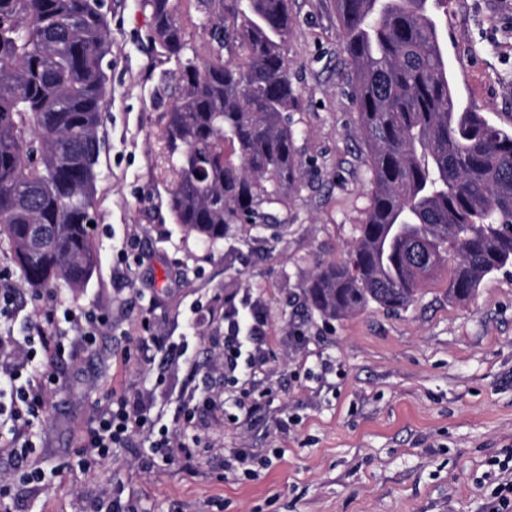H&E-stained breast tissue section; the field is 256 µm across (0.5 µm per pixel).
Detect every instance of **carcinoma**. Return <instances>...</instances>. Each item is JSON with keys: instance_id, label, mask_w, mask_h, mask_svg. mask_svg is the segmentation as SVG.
<instances>
[{"instance_id": "cac0c4a2", "label": "carcinoma", "mask_w": 512, "mask_h": 512, "mask_svg": "<svg viewBox=\"0 0 512 512\" xmlns=\"http://www.w3.org/2000/svg\"><path fill=\"white\" fill-rule=\"evenodd\" d=\"M209 55L185 39L171 0H143L152 38L179 61L162 130L168 208L207 243L228 224L268 222L298 192L289 0H198ZM448 0H336L352 69L370 205L347 260L305 294L329 320L410 307L449 267L464 302L512 264V133L462 109L448 74ZM112 54L97 0H0V235L36 291L82 288L96 266L101 112Z\"/></svg>"}]
</instances>
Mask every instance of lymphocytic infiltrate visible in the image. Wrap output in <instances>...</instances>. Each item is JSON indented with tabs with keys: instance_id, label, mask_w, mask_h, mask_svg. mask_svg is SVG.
Segmentation results:
<instances>
[{
	"instance_id": "lymphocytic-infiltrate-1",
	"label": "lymphocytic infiltrate",
	"mask_w": 512,
	"mask_h": 512,
	"mask_svg": "<svg viewBox=\"0 0 512 512\" xmlns=\"http://www.w3.org/2000/svg\"><path fill=\"white\" fill-rule=\"evenodd\" d=\"M20 312L14 282L9 274L0 272V448L17 461L11 477L0 481V512H19L14 502L16 485L39 487L46 482L45 470L32 464L31 459L45 424L47 395L59 384L50 366L72 357L76 343H93L103 321L96 312L59 302L37 313L34 320L28 321L26 333L18 337L13 325ZM258 317L257 311L245 314L236 307L225 312L227 334L224 355L218 363L226 377L251 376L264 363L259 327L251 329V351H243L240 336L246 319ZM136 431L153 436L149 448L141 455L145 468H155L176 456L187 463L195 457V438L165 426L156 427L146 414L130 405L125 395L116 394L90 424L69 459V466L90 470L124 447Z\"/></svg>"
}]
</instances>
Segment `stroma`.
<instances>
[{
    "label": "stroma",
    "instance_id": "obj_1",
    "mask_svg": "<svg viewBox=\"0 0 512 512\" xmlns=\"http://www.w3.org/2000/svg\"><path fill=\"white\" fill-rule=\"evenodd\" d=\"M107 5L98 262L84 288L58 293L109 321L57 368L37 454L52 477L20 488L28 512H94L115 487L129 512H495L512 487V265L461 303L449 302L444 272L397 313L326 320L306 301L307 280L346 259L369 205L334 0H291L302 185L273 223L230 225L212 245L188 236L167 205L159 135L178 63L152 41L142 0ZM447 43L461 105L511 132L512 0H448ZM245 302L262 311L269 361L254 384L232 387L209 364L224 349L225 308ZM193 321L199 340L173 349ZM114 389L171 426L193 395L224 404L198 411L191 465L141 469L136 433L90 471H59ZM239 453L248 471H226Z\"/></svg>",
    "mask_w": 512,
    "mask_h": 512
}]
</instances>
